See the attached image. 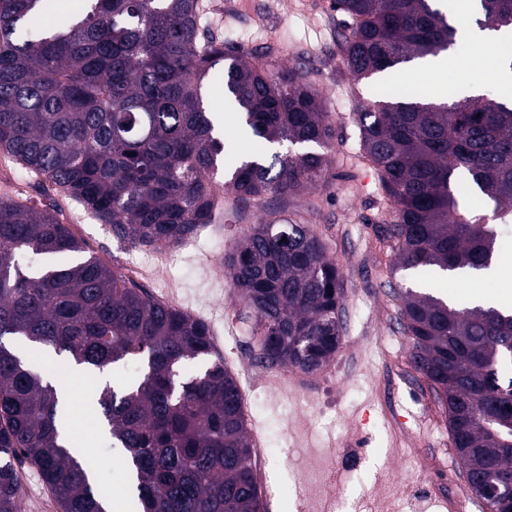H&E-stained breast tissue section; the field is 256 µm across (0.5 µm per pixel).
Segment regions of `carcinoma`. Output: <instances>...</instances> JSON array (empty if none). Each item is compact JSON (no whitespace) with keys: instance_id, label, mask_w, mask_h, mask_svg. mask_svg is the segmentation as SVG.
I'll return each instance as SVG.
<instances>
[{"instance_id":"1","label":"carcinoma","mask_w":512,"mask_h":512,"mask_svg":"<svg viewBox=\"0 0 512 512\" xmlns=\"http://www.w3.org/2000/svg\"><path fill=\"white\" fill-rule=\"evenodd\" d=\"M477 23L512 31V0H479ZM351 18L339 43L359 80L437 56L457 29L437 0H333ZM46 0H0V153L134 247L179 245L216 223L224 199L261 206L325 177L334 129L313 87L247 51L205 39L199 0H85L83 12L32 29ZM224 74L241 127L275 151L225 169L202 94ZM359 157L380 175L393 220V270L488 269L512 224V88L443 102L389 92L358 113ZM223 176L225 195L215 192ZM494 203L465 209L457 182ZM288 225L283 239L269 232ZM232 287L255 318L260 360L313 373L342 344V276L299 218L274 211L227 254ZM414 368L444 407L465 476L512 486V306H459L408 289L399 311ZM30 348L133 380L94 399L100 429L125 452L137 512H264L237 379L213 355L206 324L156 301L86 255L50 207L0 200V512H20L15 461L40 472L60 512H105L107 495L62 434L64 393L33 371Z\"/></svg>"}]
</instances>
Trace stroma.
I'll return each instance as SVG.
<instances>
[{"label": "stroma", "mask_w": 512, "mask_h": 512, "mask_svg": "<svg viewBox=\"0 0 512 512\" xmlns=\"http://www.w3.org/2000/svg\"><path fill=\"white\" fill-rule=\"evenodd\" d=\"M209 36L226 48L242 49L270 62L272 70L293 68L322 97L336 129L327 151L329 165L321 182L291 196H269L267 207L225 208L218 223L201 228L191 243L177 246L168 275L156 281L137 278L151 295L174 289L176 308L212 321L231 323L234 337L219 351L225 367L256 364L258 381L249 392L250 425L262 431L268 448V512H298L303 475H313L315 494L334 482L351 512H409L411 499L421 512H488L466 486L443 407L412 365L411 342L400 324V296L407 286L393 271L394 250L379 227L387 199L379 175L358 157L355 114L373 100L374 84L358 81L343 66L337 45L349 23L332 0H201ZM456 63L438 85L462 87L481 80L484 94L501 87L490 58L481 49L459 45ZM206 107L222 122L231 158L265 153V146L244 135L222 87L206 85ZM22 198L39 209L57 207L59 218L108 267L143 263L146 249L132 248L112 235L73 201L51 186L22 173L0 157V200ZM300 216L327 247L343 281L342 344L321 370L264 383L268 369L259 358L252 320L229 277H214L226 253L267 209ZM74 431L88 447L90 464L104 492L129 495L130 474L122 449L101 432H90L75 412Z\"/></svg>", "instance_id": "obj_1"}]
</instances>
